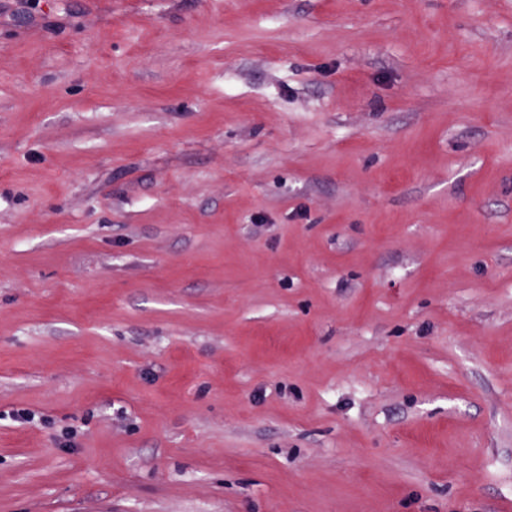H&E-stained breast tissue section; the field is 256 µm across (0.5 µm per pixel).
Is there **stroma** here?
<instances>
[{"label": "stroma", "mask_w": 512, "mask_h": 512, "mask_svg": "<svg viewBox=\"0 0 512 512\" xmlns=\"http://www.w3.org/2000/svg\"><path fill=\"white\" fill-rule=\"evenodd\" d=\"M0 512H512V0H0Z\"/></svg>", "instance_id": "35a3bbf8"}]
</instances>
